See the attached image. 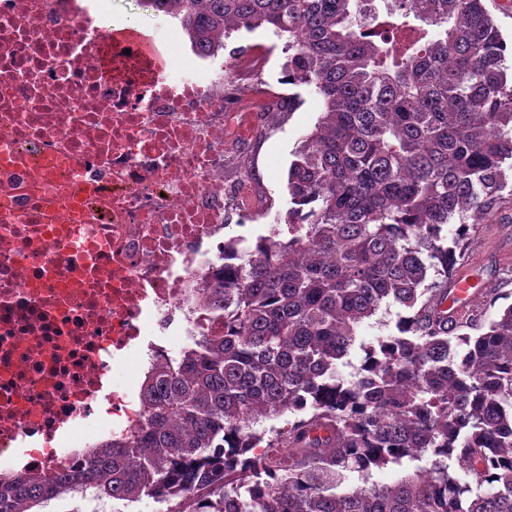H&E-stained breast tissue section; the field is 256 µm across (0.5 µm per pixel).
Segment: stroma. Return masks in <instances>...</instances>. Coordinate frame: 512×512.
I'll use <instances>...</instances> for the list:
<instances>
[{
    "instance_id": "obj_1",
    "label": "stroma",
    "mask_w": 512,
    "mask_h": 512,
    "mask_svg": "<svg viewBox=\"0 0 512 512\" xmlns=\"http://www.w3.org/2000/svg\"><path fill=\"white\" fill-rule=\"evenodd\" d=\"M277 49L264 75L275 91L292 97V110L278 113L274 124L264 127L262 138H248L225 156L227 177L238 174L237 162L247 157L252 167V186L266 195L271 206L266 214L240 221L237 214L227 213L225 222L231 235L253 240L268 234L272 225L283 224L290 199L287 190L288 168L292 153L301 138L311 132L320 116V105L312 87L289 84L283 64L287 58L284 41ZM468 275L478 290L477 301L486 303L489 313L512 303V202H504L494 223L477 225L467 245L465 258L455 268ZM161 506L150 500L125 505L91 501L78 496H61L51 502L47 512H160Z\"/></svg>"
}]
</instances>
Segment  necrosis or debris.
<instances>
[{
    "label": "necrosis or debris",
    "mask_w": 512,
    "mask_h": 512,
    "mask_svg": "<svg viewBox=\"0 0 512 512\" xmlns=\"http://www.w3.org/2000/svg\"><path fill=\"white\" fill-rule=\"evenodd\" d=\"M156 33L163 61L82 0H0L1 468L62 471L136 427L149 363L222 325L186 298L224 264L225 212L264 210L225 192L224 146L277 108L234 109L272 45L226 60Z\"/></svg>",
    "instance_id": "4bbe7bcc"
}]
</instances>
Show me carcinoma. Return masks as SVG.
<instances>
[{"mask_svg": "<svg viewBox=\"0 0 512 512\" xmlns=\"http://www.w3.org/2000/svg\"><path fill=\"white\" fill-rule=\"evenodd\" d=\"M138 3L194 47L241 28L286 39L288 83L321 115L288 169L287 235L224 242L204 296L224 330L154 366L144 423L77 468L0 473V512H42L63 486L165 512H512V303L455 318L428 282L512 184V64L484 0ZM393 309L396 333L340 377L360 326ZM286 412L258 451L253 425ZM348 471L363 485L343 492ZM425 465H427L426 459H423L422 461L405 460L401 466L373 473L369 484H371L372 481L379 484H391L405 475L406 472L416 470Z\"/></svg>", "mask_w": 512, "mask_h": 512, "instance_id": "carcinoma-1", "label": "carcinoma"}]
</instances>
